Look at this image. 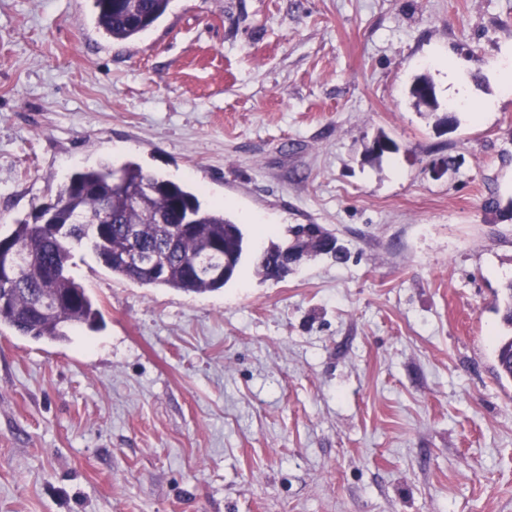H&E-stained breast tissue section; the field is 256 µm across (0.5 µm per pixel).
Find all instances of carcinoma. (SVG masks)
Listing matches in <instances>:
<instances>
[{"mask_svg":"<svg viewBox=\"0 0 512 512\" xmlns=\"http://www.w3.org/2000/svg\"><path fill=\"white\" fill-rule=\"evenodd\" d=\"M171 0H93L98 29L114 41L137 39L167 12ZM140 190L139 203L127 191ZM306 240L303 225L289 242L311 255L323 253L334 238ZM90 247L112 274L143 285L206 293L232 281L246 254L245 234L223 210L209 209L199 197L171 180L144 173L127 162L87 167L74 173L56 198L32 220H20L0 235V326L36 340L65 341L70 329L97 326L99 312L69 267L75 244ZM285 247L271 243L254 253L265 277ZM224 267V275L210 269ZM496 375L512 381V336L495 349Z\"/></svg>","mask_w":512,"mask_h":512,"instance_id":"1","label":"carcinoma"}]
</instances>
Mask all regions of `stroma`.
Returning <instances> with one entry per match:
<instances>
[{
  "mask_svg": "<svg viewBox=\"0 0 512 512\" xmlns=\"http://www.w3.org/2000/svg\"><path fill=\"white\" fill-rule=\"evenodd\" d=\"M504 69L512 0H172L132 42L92 0H0L1 234L131 160L258 246L348 253L187 294L74 247L100 327H0V512H512ZM312 226H315L320 230L322 239H319L318 241H313V239H304L302 237L304 228L303 224H296L291 228V237L286 243L271 242V244L266 248L254 253V264L257 270L267 278H273L274 276L279 278L283 277L284 275L281 272L282 269L278 272H273L272 262H275L276 257L287 244L289 245L293 242L294 248H298L300 251L306 250L309 255L329 254L328 252H323V247L326 244L325 241L329 239H336L337 241V238L324 227L319 226V224H312ZM495 360L498 379L512 381V336L499 341L495 349Z\"/></svg>",
  "mask_w": 512,
  "mask_h": 512,
  "instance_id": "obj_1",
  "label": "stroma"
}]
</instances>
